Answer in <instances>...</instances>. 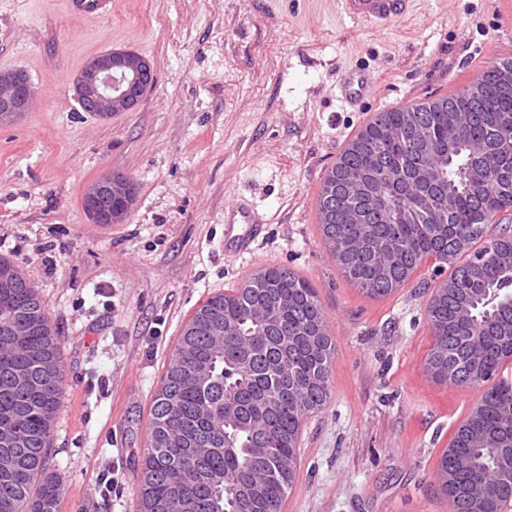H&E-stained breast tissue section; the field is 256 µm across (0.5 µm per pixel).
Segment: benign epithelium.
Instances as JSON below:
<instances>
[{"instance_id": "1", "label": "benign epithelium", "mask_w": 512, "mask_h": 512, "mask_svg": "<svg viewBox=\"0 0 512 512\" xmlns=\"http://www.w3.org/2000/svg\"><path fill=\"white\" fill-rule=\"evenodd\" d=\"M153 64L129 49H109L86 61L76 77L74 92L77 102L102 120L120 112H132L148 88ZM31 98L28 76L21 71L0 70V125H9L26 111ZM398 174L389 169L383 181L360 179L350 182L346 191L356 199L375 202L381 184H392ZM136 199V186L123 173L109 172L101 176L85 196L84 205L96 224H117L131 210Z\"/></svg>"}]
</instances>
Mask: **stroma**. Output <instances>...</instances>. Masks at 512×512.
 Here are the masks:
<instances>
[{"label":"stroma","instance_id":"1","mask_svg":"<svg viewBox=\"0 0 512 512\" xmlns=\"http://www.w3.org/2000/svg\"><path fill=\"white\" fill-rule=\"evenodd\" d=\"M109 48L150 60L156 82L132 112L102 121L74 97L84 63ZM512 59L505 0H412L384 31L338 0H115L70 16L66 0H0V70L24 71L32 102L0 126V256L38 289L66 369L47 468L58 512H136L150 408L178 339L213 295L267 267L315 288L336 342L327 404L301 428L281 512H452L442 452L484 392L434 381L427 304L451 265L425 262L371 299L339 269L317 196L377 113L453 95ZM374 87L356 108L344 71ZM136 202L118 224L84 208L104 173ZM267 220L238 255L224 208Z\"/></svg>","mask_w":512,"mask_h":512}]
</instances>
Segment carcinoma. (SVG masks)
Listing matches in <instances>:
<instances>
[{
    "instance_id": "obj_1",
    "label": "carcinoma",
    "mask_w": 512,
    "mask_h": 512,
    "mask_svg": "<svg viewBox=\"0 0 512 512\" xmlns=\"http://www.w3.org/2000/svg\"><path fill=\"white\" fill-rule=\"evenodd\" d=\"M487 68L463 90L380 112L343 152L330 176L336 197L318 195L320 232L345 276L367 296L386 297L428 259L454 267L428 303L433 344L426 368L454 386L492 382L444 451L438 480L457 512H502L512 470L496 448L512 445V230L486 237L512 210V94ZM425 131V146L412 144ZM389 166L395 187L371 210L345 185ZM440 205L428 208L422 196ZM366 211L358 224L345 213ZM353 248L339 252L340 239ZM14 305L0 312V432L15 443L18 476L0 477V512H56L63 488L47 471L62 404L60 338L34 286L15 275ZM209 323L221 335L205 332ZM336 345L314 288L268 267L229 294L209 298L189 320L153 399L141 463L138 512H280L295 479L303 420L330 394ZM14 371L31 385L9 386Z\"/></svg>"
}]
</instances>
